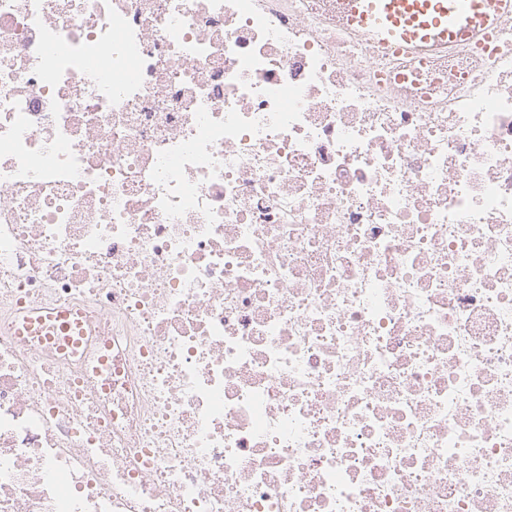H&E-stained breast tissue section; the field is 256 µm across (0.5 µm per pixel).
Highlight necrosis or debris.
Instances as JSON below:
<instances>
[{"label": "necrosis or debris", "mask_w": 512, "mask_h": 512, "mask_svg": "<svg viewBox=\"0 0 512 512\" xmlns=\"http://www.w3.org/2000/svg\"><path fill=\"white\" fill-rule=\"evenodd\" d=\"M341 9L0 0V512H512V20ZM348 28L370 45L447 53L461 42L482 43L512 0H342ZM72 310L58 307H43L31 311L22 317V328L19 335L22 336H41V333L48 324H59L62 332H66L72 328V323L78 324Z\"/></svg>", "instance_id": "obj_1"}]
</instances>
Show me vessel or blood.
Segmentation results:
<instances>
[{"label": "vessel or blood", "mask_w": 512, "mask_h": 512, "mask_svg": "<svg viewBox=\"0 0 512 512\" xmlns=\"http://www.w3.org/2000/svg\"><path fill=\"white\" fill-rule=\"evenodd\" d=\"M349 29L384 49L445 53L462 42L480 43L512 18V0H342ZM72 310L43 307L24 315L20 335H41L47 325L67 331Z\"/></svg>", "instance_id": "b4317fda"}]
</instances>
